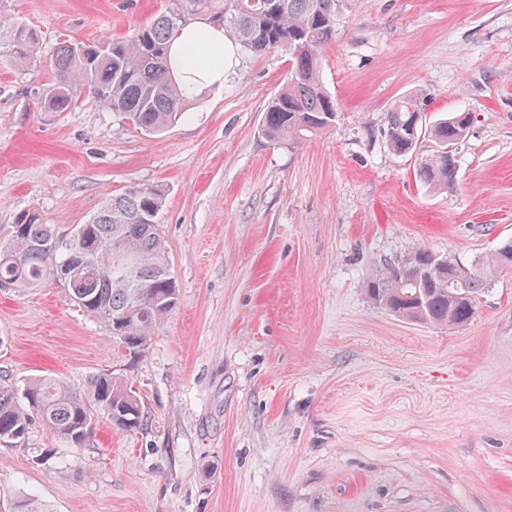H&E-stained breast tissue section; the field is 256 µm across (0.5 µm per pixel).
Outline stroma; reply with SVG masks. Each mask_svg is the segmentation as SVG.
Segmentation results:
<instances>
[{"label":"stroma","instance_id":"1","mask_svg":"<svg viewBox=\"0 0 512 512\" xmlns=\"http://www.w3.org/2000/svg\"><path fill=\"white\" fill-rule=\"evenodd\" d=\"M168 0H0L39 39L0 54V238L35 210L65 231L107 195L160 189L178 304L133 354L63 289L0 291V380L123 379L148 417L100 421L49 464L0 445V512H512V270L466 325L398 319L365 285L419 249L467 266L512 240V0H351L322 79L337 114L293 144L262 133L285 53L239 52L224 84L146 136L82 94L41 93L64 41L126 36ZM472 115L435 192L382 134L399 98Z\"/></svg>","mask_w":512,"mask_h":512}]
</instances>
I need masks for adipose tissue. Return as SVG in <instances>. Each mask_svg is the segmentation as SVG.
<instances>
[{"mask_svg":"<svg viewBox=\"0 0 512 512\" xmlns=\"http://www.w3.org/2000/svg\"><path fill=\"white\" fill-rule=\"evenodd\" d=\"M170 63L182 88L195 95L223 84L237 64V44L223 28L191 24L178 30L170 42Z\"/></svg>","mask_w":512,"mask_h":512,"instance_id":"1","label":"adipose tissue"}]
</instances>
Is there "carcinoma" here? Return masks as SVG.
Returning a JSON list of instances; mask_svg holds the SVG:
<instances>
[{
	"mask_svg": "<svg viewBox=\"0 0 512 512\" xmlns=\"http://www.w3.org/2000/svg\"><path fill=\"white\" fill-rule=\"evenodd\" d=\"M349 0H169L154 20L111 41L84 45L76 54L63 45L52 61V78L41 103L66 112L88 92L119 112L145 135L179 121L190 106L173 79L168 43L194 20L218 21L253 55H289L286 84L264 115L262 132L273 142L298 143L329 128L336 101L321 79V50L336 37ZM37 38L27 27L0 22V48L17 68L37 58ZM427 95L419 91L395 102L384 117L387 146L398 155H419L417 179L448 190L457 175L456 146L470 114L452 112L425 127ZM160 190L131 187L106 198L86 224L59 231L34 210L20 212L0 242V289L32 290L48 283L64 289L69 302L104 324L112 338L135 353L176 307L178 290L156 217ZM512 269V241L462 272L451 258L417 250L402 264L383 265L367 285L371 300L406 321L462 326L495 271ZM104 418L124 432L144 426L137 394L108 373L92 374L77 390L63 381L37 379L23 387L0 383V443L27 447L39 421L72 448L90 445Z\"/></svg>",
	"mask_w": 512,
	"mask_h": 512,
	"instance_id": "1",
	"label": "carcinoma"
}]
</instances>
